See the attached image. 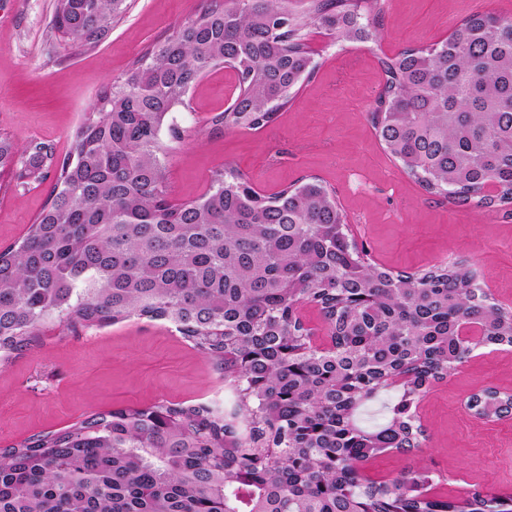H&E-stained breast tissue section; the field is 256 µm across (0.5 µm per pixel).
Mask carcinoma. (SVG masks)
<instances>
[{"mask_svg": "<svg viewBox=\"0 0 512 512\" xmlns=\"http://www.w3.org/2000/svg\"><path fill=\"white\" fill-rule=\"evenodd\" d=\"M126 0H57L55 31L106 40ZM381 0H204L100 93L61 159L0 138L19 184L55 166L26 235L0 245V368L59 319L70 328L167 321L224 373L230 403L167 402L96 413L0 448V512H512V496L436 492L410 463L364 477L386 452L426 446L419 400L479 345L512 346V309L465 260L394 273L348 235L311 178L261 194L237 170L169 203L174 114L206 72L233 69V105L213 127L257 130L316 68L314 26L336 41L379 34ZM369 119L387 153L430 194L512 211V15L475 13L449 38L379 59ZM320 313L329 346L300 315ZM399 387L384 421L363 407ZM480 419L512 393L469 397Z\"/></svg>", "mask_w": 512, "mask_h": 512, "instance_id": "carcinoma-1", "label": "carcinoma"}]
</instances>
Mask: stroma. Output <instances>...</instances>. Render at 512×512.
<instances>
[{
    "label": "stroma",
    "instance_id": "obj_1",
    "mask_svg": "<svg viewBox=\"0 0 512 512\" xmlns=\"http://www.w3.org/2000/svg\"><path fill=\"white\" fill-rule=\"evenodd\" d=\"M55 3L0 0V136L23 146L43 142L63 157L100 91L193 16L201 0H128L110 37L84 48L56 34ZM476 12L512 15V0H383V27L368 42H339L312 29L313 75L257 131L199 129L236 97L231 69L207 72L188 94L186 135L169 158L170 201L200 197L212 171L225 165L265 193L313 177L335 191L350 237L376 265L416 272L463 258L512 307V216L427 193L385 152L368 117L381 83L379 56L444 40ZM53 185L49 178L18 187L0 175V245L23 237ZM486 388L512 392L511 346L476 348L418 406L428 434L422 456L448 495L512 494V415L485 421L466 408ZM226 394L220 370L171 323L133 318L76 332L55 323L0 371V448L115 408L162 401L220 407Z\"/></svg>",
    "mask_w": 512,
    "mask_h": 512
}]
</instances>
